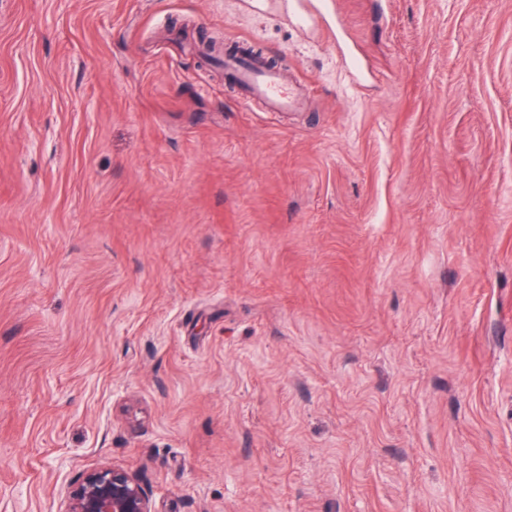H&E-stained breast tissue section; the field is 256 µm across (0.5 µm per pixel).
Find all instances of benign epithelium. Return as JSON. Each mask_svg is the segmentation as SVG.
Masks as SVG:
<instances>
[{"label":"benign epithelium","instance_id":"1","mask_svg":"<svg viewBox=\"0 0 512 512\" xmlns=\"http://www.w3.org/2000/svg\"><path fill=\"white\" fill-rule=\"evenodd\" d=\"M62 512H156L136 473L112 465L80 472Z\"/></svg>","mask_w":512,"mask_h":512}]
</instances>
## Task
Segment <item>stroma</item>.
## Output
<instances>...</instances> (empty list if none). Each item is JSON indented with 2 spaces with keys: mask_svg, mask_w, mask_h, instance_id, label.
<instances>
[{
  "mask_svg": "<svg viewBox=\"0 0 512 512\" xmlns=\"http://www.w3.org/2000/svg\"><path fill=\"white\" fill-rule=\"evenodd\" d=\"M335 4L0 0V512H512V0ZM224 69L229 77L247 94L242 102L253 106L262 103L265 112H291L299 109L308 87L284 80L276 66L262 56L226 54ZM60 512H156L135 472L112 465L80 472Z\"/></svg>",
  "mask_w": 512,
  "mask_h": 512,
  "instance_id": "stroma-1",
  "label": "stroma"
}]
</instances>
